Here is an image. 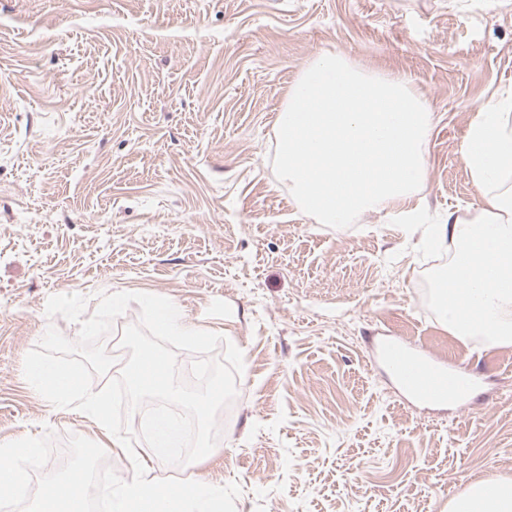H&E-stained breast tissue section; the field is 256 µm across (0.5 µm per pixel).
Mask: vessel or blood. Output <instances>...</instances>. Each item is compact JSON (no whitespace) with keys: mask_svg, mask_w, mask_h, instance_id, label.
Segmentation results:
<instances>
[{"mask_svg":"<svg viewBox=\"0 0 512 512\" xmlns=\"http://www.w3.org/2000/svg\"><path fill=\"white\" fill-rule=\"evenodd\" d=\"M370 360L390 369L400 390L428 403H444L451 397L466 402L476 383L459 361L434 357L400 336L377 339Z\"/></svg>","mask_w":512,"mask_h":512,"instance_id":"obj_1","label":"vessel or blood"}]
</instances>
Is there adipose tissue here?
<instances>
[{"label":"adipose tissue","mask_w":512,"mask_h":512,"mask_svg":"<svg viewBox=\"0 0 512 512\" xmlns=\"http://www.w3.org/2000/svg\"><path fill=\"white\" fill-rule=\"evenodd\" d=\"M512 96L490 98L477 115L461 148L482 206L472 218H454L435 227L455 251V262L440 279L438 297L449 331L459 338L488 337L512 345V188L493 192L512 173ZM448 512H512V480H473Z\"/></svg>","instance_id":"adipose-tissue-1"}]
</instances>
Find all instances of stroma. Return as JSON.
<instances>
[{
	"mask_svg": "<svg viewBox=\"0 0 512 512\" xmlns=\"http://www.w3.org/2000/svg\"><path fill=\"white\" fill-rule=\"evenodd\" d=\"M334 51L409 80L435 116L429 176L354 226L304 213L272 160L278 111ZM512 94V0H0V441L53 432L106 446L95 420L25 379L50 296L169 298L241 349L206 457L158 479L238 482L235 512H448L479 476L512 479V346L449 333L453 251L433 227L481 200L460 149L484 99ZM405 336L478 378L425 404L370 367Z\"/></svg>",
	"mask_w": 512,
	"mask_h": 512,
	"instance_id": "stroma-1",
	"label": "stroma"
}]
</instances>
